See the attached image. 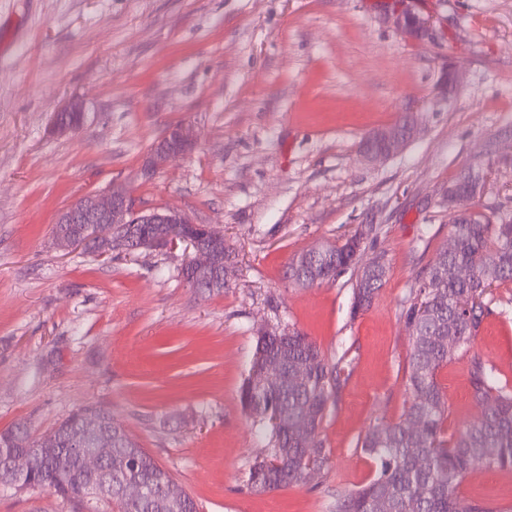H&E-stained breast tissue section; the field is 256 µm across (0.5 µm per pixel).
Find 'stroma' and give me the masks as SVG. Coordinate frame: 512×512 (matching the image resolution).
Listing matches in <instances>:
<instances>
[{
	"label": "stroma",
	"instance_id": "stroma-1",
	"mask_svg": "<svg viewBox=\"0 0 512 512\" xmlns=\"http://www.w3.org/2000/svg\"><path fill=\"white\" fill-rule=\"evenodd\" d=\"M403 8L432 18L428 38L395 28ZM72 96L84 123L54 135ZM406 116L417 136L364 161L362 138ZM178 124L195 150L144 179ZM469 167L483 176L474 209L512 217V0H0V430L41 437L96 404L199 512H333L375 475L359 438L403 412V309L448 241V186ZM115 180L142 207L223 233L222 291L184 282L181 245L108 260L54 247L59 213ZM358 233L359 264L386 259L369 308L351 311L354 272L288 279L299 253ZM484 302L473 349L512 383V281ZM273 329L311 336L342 385L321 429L328 467L255 493L249 469L271 443L239 394ZM468 370L462 356L438 374L452 432L480 414ZM459 494L512 512V469L476 468ZM72 510L0 489V512Z\"/></svg>",
	"mask_w": 512,
	"mask_h": 512
}]
</instances>
